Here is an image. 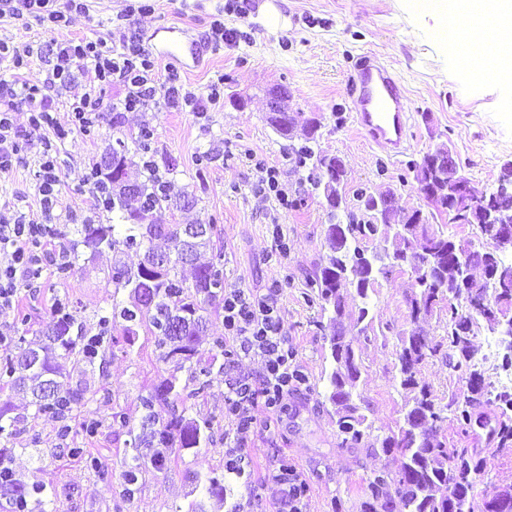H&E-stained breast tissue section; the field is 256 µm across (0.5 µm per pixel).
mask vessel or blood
I'll list each match as a JSON object with an SVG mask.
<instances>
[{
  "label": "vessel or blood",
  "mask_w": 512,
  "mask_h": 512,
  "mask_svg": "<svg viewBox=\"0 0 512 512\" xmlns=\"http://www.w3.org/2000/svg\"><path fill=\"white\" fill-rule=\"evenodd\" d=\"M155 45L156 54L174 66H186L197 58L196 43L183 39L180 28L171 26ZM349 96L355 125L365 137L390 156L401 154L408 138L410 116L406 98L396 75L372 54L360 55L354 64Z\"/></svg>",
  "instance_id": "vessel-or-blood-1"
}]
</instances>
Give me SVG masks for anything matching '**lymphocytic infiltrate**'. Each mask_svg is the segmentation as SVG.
Returning <instances> with one entry per match:
<instances>
[{
  "mask_svg": "<svg viewBox=\"0 0 512 512\" xmlns=\"http://www.w3.org/2000/svg\"><path fill=\"white\" fill-rule=\"evenodd\" d=\"M87 0H0V18L26 24L32 17L46 22L50 31L60 32L71 22L72 13L87 12ZM50 52L54 64L43 85L0 80V174L9 173L13 163L25 152L32 138H39L43 151L35 173L41 196V215L33 218L23 212H0V306L12 305L19 288L36 290L46 267L58 266L61 255L55 248V229L49 218L57 201L58 171L61 166L58 143L64 142L71 128L56 125L51 110L61 91L86 78L91 89L74 100L73 126L91 130L101 116L98 89L120 79L126 89L124 111L132 112L147 104L153 95L155 61L131 28L118 33L117 44L103 40L56 39ZM170 105H187L196 111L218 105L224 86L211 84L207 94L189 90L176 69H168L164 78ZM27 105V127L15 126L12 111ZM224 335L232 341L236 353L260 354L264 367L255 377L240 376L227 381L225 410L236 421V432H249L252 408L264 401L268 409L278 410L290 387L301 382L296 353L281 332L275 289L251 295L233 290L224 295ZM278 485L277 512H305L306 485L292 467L276 466L267 475Z\"/></svg>",
  "mask_w": 512,
  "mask_h": 512,
  "instance_id": "obj_1",
  "label": "lymphocytic infiltrate"
}]
</instances>
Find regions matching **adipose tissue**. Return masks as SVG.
<instances>
[{"label":"adipose tissue","mask_w":512,"mask_h":512,"mask_svg":"<svg viewBox=\"0 0 512 512\" xmlns=\"http://www.w3.org/2000/svg\"><path fill=\"white\" fill-rule=\"evenodd\" d=\"M431 7L446 26L454 16L463 13L491 15L497 22V37L504 48L498 58L499 75L512 80V0H433Z\"/></svg>","instance_id":"ef3b65f1"}]
</instances>
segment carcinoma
I'll list each match as a JSON object with an SVG mask.
<instances>
[{"label": "carcinoma", "mask_w": 512, "mask_h": 512, "mask_svg": "<svg viewBox=\"0 0 512 512\" xmlns=\"http://www.w3.org/2000/svg\"><path fill=\"white\" fill-rule=\"evenodd\" d=\"M299 120L294 112L281 113L274 129L288 139ZM136 153L148 177L135 183L137 195L132 197L122 185L128 182L127 170L135 161L124 153L113 152L111 166L98 164L106 170L105 180L97 182V188L108 191L106 209L125 212L124 219L130 224L124 230H116L113 224L81 225L80 243L68 247L71 262L59 267L58 277L68 279L78 259V245L96 252L106 247L115 254L112 267L105 279L115 291L127 290L132 297L128 306L112 307V312L97 322V332L88 335L83 325L77 323V315L65 298H58L49 311L45 330L41 336L8 349L0 357V381L10 383L18 389H30L34 397L36 412L49 413L61 422V436L70 434L69 421L73 411L82 405L84 396L79 390L63 388L59 378L63 377L59 356L73 359L75 366L92 367L103 359L108 348L120 342L131 341V337L144 331L154 337L157 361L168 365L177 373L183 369L191 372L197 387L187 392L177 389L176 376L165 383L139 394L138 399L144 415L141 428L142 442L154 449L150 457L157 470L165 468L172 457L183 449L198 448L212 440L204 434L210 427L208 422L198 423L185 417L187 402L198 397L212 384L211 366L201 364L197 359L199 336L206 325L207 313L221 315L224 311V251L212 240L215 225H206L207 232L190 240L183 237L181 225L167 224L162 216L171 209H182L189 204L188 193L175 188L174 183L159 176L152 159L148 158L149 143L138 137ZM296 164L308 168L307 180L314 189H323L329 212L326 227V241L330 250L326 264L314 272L310 288L317 290L321 309L329 313L325 339L329 343L331 358L339 353L336 337L343 329L336 322V315L343 314L345 296L340 295L336 305H331L328 292L332 290L330 280L341 273V279L356 287L360 298L368 299V292L374 290L378 278H389L396 272L411 270L415 280L411 294L406 298L411 322L419 320L420 310L430 315L436 308L448 309V332L445 342L434 343L415 329L400 337L398 361L400 365V386L414 392L412 407L404 416V423L397 433L384 438L381 450L396 453L402 458L401 468L394 474L375 472L363 487L367 500L364 512H377L375 503L387 508L392 496H397L406 512H473V488L480 462L467 450L448 447V441L440 437L445 407L435 402L428 386L419 383V366L427 359L442 355L448 365L458 368L470 361L471 315L482 317L492 329L504 318H512V279H489L475 283V287L464 290L455 279L453 272L456 243L443 230L429 226V218L416 209L403 216L401 223H391L393 193L383 198L384 212L374 210L370 205L371 196L360 193V202L369 214L365 223L355 222L348 216L350 239H345L338 225L342 223L339 210L343 203V183L346 171L339 159L315 152L312 147L302 145L291 148ZM467 181L460 173L457 163L448 167L445 178L440 181L439 193L425 192L427 204L438 212L451 216L452 222L477 226L484 237L491 236V227L485 223L484 211L502 206L497 198L485 193L479 204L464 214L454 209L452 191L454 186ZM393 231L392 251L384 255H366L358 243L375 235L379 228ZM409 233L412 245L424 237L431 241L430 249L437 255L448 256V273L437 268L420 269L415 263L416 253L401 247L400 236ZM155 239L169 243L167 262L161 267L147 265V258L153 249L146 247L145 259L131 267L121 261L125 251L145 247ZM203 251L211 252L209 261L198 262ZM193 256L192 281L181 274L183 254ZM493 288V297H487V288ZM464 299L470 315L459 313L455 301ZM348 374L341 378L336 369L327 376L328 390L325 398L332 404H341L346 413L336 420L341 444L348 448L360 445L367 435L366 416L356 400L362 363L356 354L353 341L345 348ZM485 391L482 375L470 371L469 394L454 399L448 404L453 409L454 419L466 432L475 422L473 410L483 403ZM11 405L0 399V434L11 435L18 431L19 418L10 416ZM501 448L512 447V424L504 421L491 429ZM70 456L80 459L85 467L95 473L101 472L100 461L85 448H64ZM204 494L220 502L224 501V480L209 477L203 482ZM36 489L21 481H14L7 487L0 485V494L9 499H28Z\"/></svg>", "instance_id": "cac0c4a2"}]
</instances>
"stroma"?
Masks as SVG:
<instances>
[{"instance_id": "stroma-1", "label": "stroma", "mask_w": 512, "mask_h": 512, "mask_svg": "<svg viewBox=\"0 0 512 512\" xmlns=\"http://www.w3.org/2000/svg\"><path fill=\"white\" fill-rule=\"evenodd\" d=\"M130 0H91L89 10L73 15L65 30L68 38L111 39L117 18L126 14ZM226 0H152L153 9L131 16L130 24L142 38H151L162 26L176 25L200 36L214 15L224 17L226 29L236 31L235 43L209 47L198 67L182 72L183 83L204 92L215 81L224 83V99L205 112L167 103L162 80L165 61L155 63L157 86L147 108L113 118V103L125 96L120 81L101 94L105 112L90 134L74 132L60 148L58 204L53 211L58 230L76 238L86 221L115 224L118 212L105 210L81 175L93 162L111 153L113 146L135 150L141 127L153 136L150 154L160 175L186 190L190 211L168 212L173 224L193 220L215 222L224 243V288L262 294L279 290L281 330L297 353L306 380L282 401L278 413L255 406L253 429L242 442L244 478L224 471V448L234 438L236 424L224 414L225 374L261 372L260 355H240L225 368H212L213 384L188 404V417L209 421L213 440L180 452L169 469H143L133 489H126L123 473L138 451L143 409L139 394L168 376L156 359L154 341L135 336L131 346L113 348L103 364L87 370L61 364L73 386L84 390V403L73 414L71 446L90 449L108 468L99 478L82 463L58 449L56 418L37 413L29 393L5 390L16 416L25 418L20 435L0 438V448L11 447L6 464L15 477L38 484L42 512H188L202 499V478L220 475L228 489L219 512H276L280 492L267 479L279 461H287L305 480L306 512H333L342 501L344 512H362L363 485L373 471H397L399 457L380 452L382 440L396 432L411 404L400 386L398 335L410 330L405 298L411 272L380 281L371 295L374 322L360 334L356 315L362 305L354 287L341 285L346 296L344 329L356 337L362 360L359 390L363 412L371 426L365 444L345 448L337 435L336 415L325 401L330 350L323 338L325 319L318 303L307 299V281L323 265L328 253L325 228L329 208L322 190L313 189L307 169L289 155L304 136L281 137L267 122L266 91L288 89V109L317 118L316 149L340 157L346 168L343 194L348 211L357 219L366 213L359 192L372 195L390 190L397 215L426 209L427 202L413 178L410 165L439 144L447 145L460 172L472 186L492 191L506 163L512 162V81L496 76L489 66H476L455 56L439 38L440 21L425 12L419 0H277L287 17L286 27L271 31L263 23V0H249L247 14L224 13ZM369 52L392 68L412 111L409 147L392 158L357 132L350 117L349 77L358 54ZM39 142H32L22 162L10 174L0 175V211L21 209L37 216L40 195L34 173ZM277 168L279 187L296 205L283 209L276 198L256 195L259 173L255 161ZM283 250H276V243ZM111 251L93 255L80 249L72 275L59 280L55 269L44 271L37 293L22 292L17 305L0 307V327L28 339L45 323L55 299H69L87 327L109 314L113 304H128V291L114 292L105 279L112 265ZM28 314L20 323V314ZM418 376L428 383L440 404L469 392L468 369H453L442 357L426 360ZM124 413L128 423L113 422ZM477 412L486 428L462 432L446 417L441 433L449 447L465 448L482 462L474 490L475 512L503 487L512 486V448L501 449L489 432L500 413L495 405ZM99 423L98 433L86 437L81 424Z\"/></svg>"}]
</instances>
